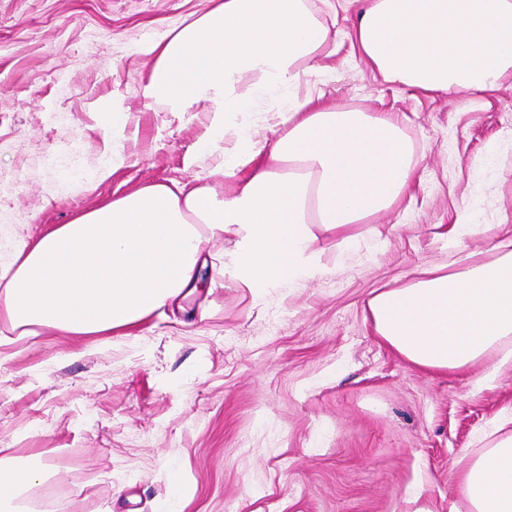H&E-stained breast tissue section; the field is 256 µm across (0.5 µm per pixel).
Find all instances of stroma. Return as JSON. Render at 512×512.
<instances>
[{
    "label": "stroma",
    "instance_id": "obj_1",
    "mask_svg": "<svg viewBox=\"0 0 512 512\" xmlns=\"http://www.w3.org/2000/svg\"><path fill=\"white\" fill-rule=\"evenodd\" d=\"M207 0H0V232L38 237L142 186L210 184L208 116L146 95V44ZM336 51L293 90L403 121L410 193L350 241L321 236L315 277L255 292L207 237L200 289L132 328L22 335L0 317V458L41 459L65 512H468L460 458L512 411V362L418 369L367 317L381 288L512 237V80L428 95L385 83L351 35L357 0H310ZM123 161L98 167L104 113ZM479 225L459 237L457 225Z\"/></svg>",
    "mask_w": 512,
    "mask_h": 512
}]
</instances>
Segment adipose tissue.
Wrapping results in <instances>:
<instances>
[{
	"mask_svg": "<svg viewBox=\"0 0 512 512\" xmlns=\"http://www.w3.org/2000/svg\"><path fill=\"white\" fill-rule=\"evenodd\" d=\"M150 48L149 96L204 112L200 155L218 153L207 185L141 187L33 238L0 262V315L17 327L82 336L120 330L195 288L205 234L233 235L224 273L259 291L320 271L318 231L343 233L410 189L416 163L396 118L299 99L292 89L336 34L308 0H208ZM362 60L389 83L432 93L497 91L512 78V0H365L352 31ZM373 330L409 363L454 371L512 359V250L437 266L368 302ZM463 457L457 490L470 512H512V431L491 429ZM38 464L0 460V512L41 481Z\"/></svg>",
	"mask_w": 512,
	"mask_h": 512,
	"instance_id": "1",
	"label": "adipose tissue"
}]
</instances>
